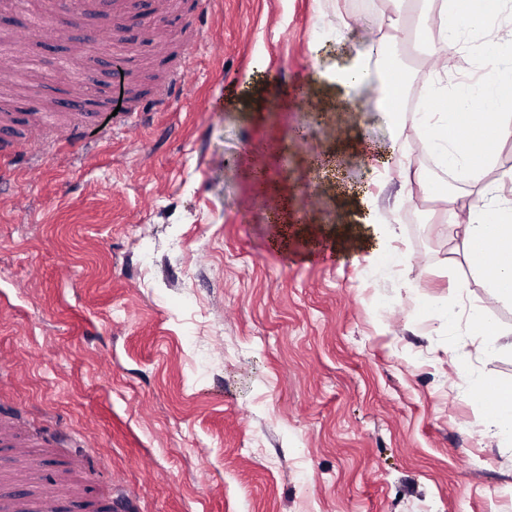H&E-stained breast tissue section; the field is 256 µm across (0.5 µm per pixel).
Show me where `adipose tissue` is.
<instances>
[{
    "mask_svg": "<svg viewBox=\"0 0 512 512\" xmlns=\"http://www.w3.org/2000/svg\"><path fill=\"white\" fill-rule=\"evenodd\" d=\"M380 27L386 35L376 41L378 53L390 42H407L412 36L406 0H386ZM446 33L431 52L445 53L449 46L466 50L471 40L493 50L498 67L487 71L478 82L459 84L449 91L448 80L438 77L432 91V112L392 113L391 141L374 159V169L391 171V160L403 152L409 140H417L423 153L435 158L448 177L465 176L476 190L471 203L448 210L449 223L462 230V247L467 265L489 298L512 306V168L500 170L492 181L484 176L493 165L497 148L512 139V80L505 78L504 61L512 58V0H429ZM476 26L475 37L464 34V22ZM318 77L327 91L350 94L371 81L367 58L358 57L341 68L327 67ZM396 235L394 225L383 220L377 200L364 193L356 198L352 221L336 227L335 245L360 253L378 255Z\"/></svg>",
    "mask_w": 512,
    "mask_h": 512,
    "instance_id": "adipose-tissue-1",
    "label": "adipose tissue"
}]
</instances>
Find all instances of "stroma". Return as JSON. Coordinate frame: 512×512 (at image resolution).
Here are the masks:
<instances>
[{"label":"stroma","mask_w":512,"mask_h":512,"mask_svg":"<svg viewBox=\"0 0 512 512\" xmlns=\"http://www.w3.org/2000/svg\"><path fill=\"white\" fill-rule=\"evenodd\" d=\"M200 2L144 18L127 64L141 126L101 111L71 144L0 133V421L45 442L43 473L79 458L85 512H512V440L484 434L512 351L483 350L466 318L512 331V307L471 274L445 200L330 152L353 125L387 140L398 100L369 85L289 138L319 103L315 68L367 47L377 0H218L167 112L153 98ZM100 24L32 43L38 78L11 111L64 98L59 63ZM432 43L422 27L390 44L408 84ZM255 140L288 145L262 210ZM348 184L398 225L386 252L274 247L275 217L340 222Z\"/></svg>","instance_id":"35a3bbf8"}]
</instances>
